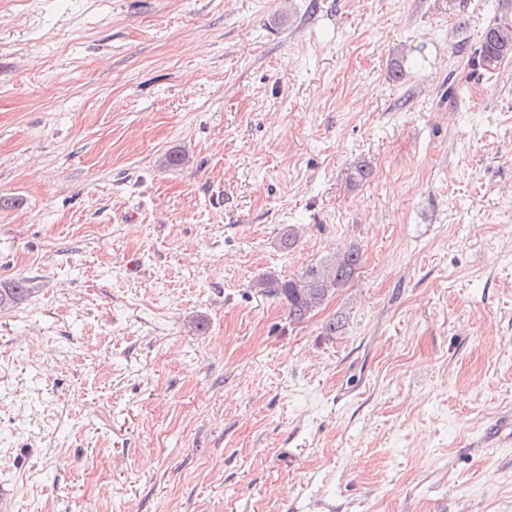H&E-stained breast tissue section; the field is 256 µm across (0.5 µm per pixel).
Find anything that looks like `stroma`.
I'll return each mask as SVG.
<instances>
[{"instance_id":"stroma-1","label":"stroma","mask_w":512,"mask_h":512,"mask_svg":"<svg viewBox=\"0 0 512 512\" xmlns=\"http://www.w3.org/2000/svg\"><path fill=\"white\" fill-rule=\"evenodd\" d=\"M500 13L0 0L15 512H512V57L474 62ZM352 245L302 323L254 286ZM32 295L28 280L18 278L0 284V312L14 310L25 305Z\"/></svg>"}]
</instances>
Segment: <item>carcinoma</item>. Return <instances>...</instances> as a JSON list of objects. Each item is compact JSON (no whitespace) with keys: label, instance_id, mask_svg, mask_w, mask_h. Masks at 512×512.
<instances>
[{"label":"carcinoma","instance_id":"obj_1","mask_svg":"<svg viewBox=\"0 0 512 512\" xmlns=\"http://www.w3.org/2000/svg\"><path fill=\"white\" fill-rule=\"evenodd\" d=\"M503 12L484 31L478 53L479 65L492 70L512 56V0H503ZM362 260L360 249L352 247L342 254L307 266L299 280H282L265 275L257 282L260 291L288 304V318L300 323L308 319L327 297L346 285ZM32 295L28 280L18 278L0 284V312L26 304Z\"/></svg>","mask_w":512,"mask_h":512}]
</instances>
